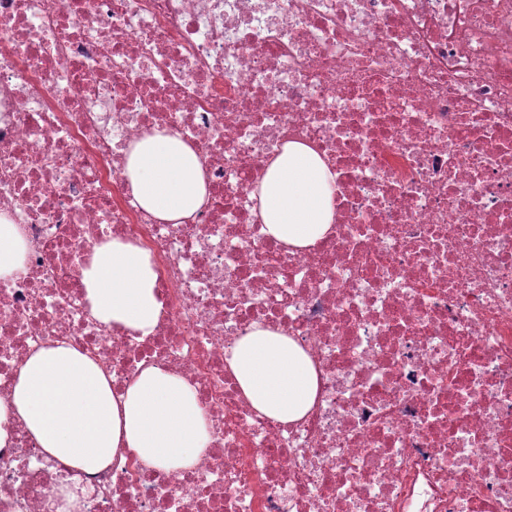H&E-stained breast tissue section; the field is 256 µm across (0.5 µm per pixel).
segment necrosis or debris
<instances>
[{
	"label": "necrosis or debris",
	"mask_w": 512,
	"mask_h": 512,
	"mask_svg": "<svg viewBox=\"0 0 512 512\" xmlns=\"http://www.w3.org/2000/svg\"><path fill=\"white\" fill-rule=\"evenodd\" d=\"M197 154L206 203L158 220L127 148ZM316 152L333 220L309 248L264 231L257 189L285 144ZM0 213L27 241L0 278V402L66 344L122 396L158 367L208 438L185 469L119 449L88 473L18 419L0 512H512V0H0ZM146 250L148 334L91 313L81 271ZM318 379L280 423L229 367L254 325Z\"/></svg>",
	"instance_id": "necrosis-or-debris-1"
}]
</instances>
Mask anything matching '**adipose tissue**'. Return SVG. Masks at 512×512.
I'll return each instance as SVG.
<instances>
[{
  "instance_id": "1",
  "label": "adipose tissue",
  "mask_w": 512,
  "mask_h": 512,
  "mask_svg": "<svg viewBox=\"0 0 512 512\" xmlns=\"http://www.w3.org/2000/svg\"><path fill=\"white\" fill-rule=\"evenodd\" d=\"M126 175L140 205L163 221L190 216L206 200L198 157L172 135L157 133L130 146ZM329 178L315 152L288 143L259 191L266 234L299 248L320 240L333 219ZM82 283L102 322L144 334L155 326L162 303L150 255L139 246L115 239L96 248ZM229 365L245 397L269 418L299 419L315 401L309 357L270 329L258 326L236 340ZM13 418L48 455L86 472L105 469L122 448L157 468H188L206 440L187 380L152 367L117 399L108 376L65 344L38 350L21 368L11 403L0 405V447Z\"/></svg>"
}]
</instances>
